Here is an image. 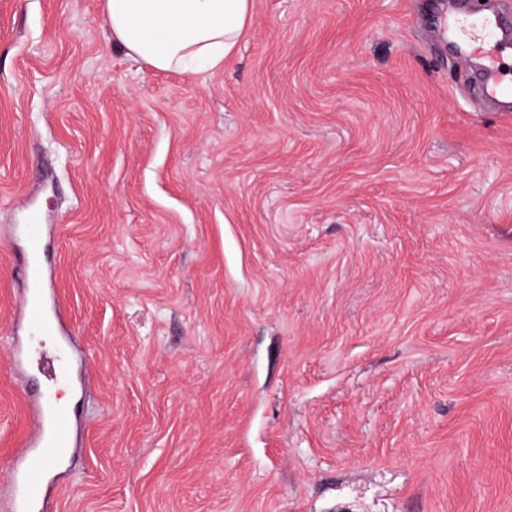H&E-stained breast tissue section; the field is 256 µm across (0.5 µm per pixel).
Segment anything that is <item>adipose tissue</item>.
Instances as JSON below:
<instances>
[{
    "label": "adipose tissue",
    "mask_w": 512,
    "mask_h": 512,
    "mask_svg": "<svg viewBox=\"0 0 512 512\" xmlns=\"http://www.w3.org/2000/svg\"><path fill=\"white\" fill-rule=\"evenodd\" d=\"M112 42L165 72L223 67L249 33L254 0H104Z\"/></svg>",
    "instance_id": "ef3b65f1"
}]
</instances>
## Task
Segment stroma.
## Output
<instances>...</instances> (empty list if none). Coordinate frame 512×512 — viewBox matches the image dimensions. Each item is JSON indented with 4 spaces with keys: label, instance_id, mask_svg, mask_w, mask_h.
Masks as SVG:
<instances>
[{
    "label": "stroma",
    "instance_id": "1",
    "mask_svg": "<svg viewBox=\"0 0 512 512\" xmlns=\"http://www.w3.org/2000/svg\"><path fill=\"white\" fill-rule=\"evenodd\" d=\"M450 2L255 0L184 75L0 0V512L34 217L86 357L58 512H512V112Z\"/></svg>",
    "mask_w": 512,
    "mask_h": 512
}]
</instances>
